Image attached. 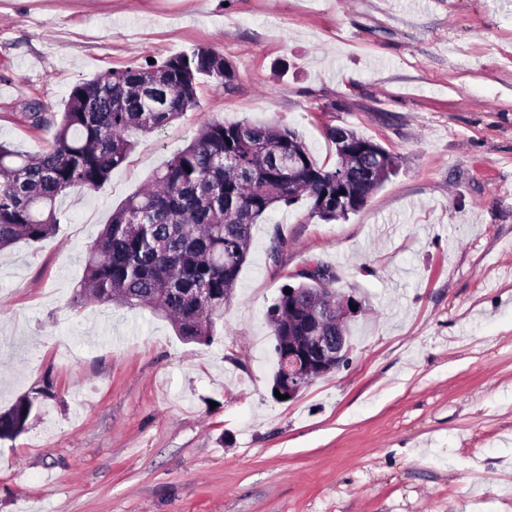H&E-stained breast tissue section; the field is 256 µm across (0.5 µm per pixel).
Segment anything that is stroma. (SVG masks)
Listing matches in <instances>:
<instances>
[{"label":"stroma","mask_w":512,"mask_h":512,"mask_svg":"<svg viewBox=\"0 0 512 512\" xmlns=\"http://www.w3.org/2000/svg\"><path fill=\"white\" fill-rule=\"evenodd\" d=\"M206 45L237 75L135 147L59 232L0 251V512H512V0H0V142L78 82ZM330 126L398 169L347 218L272 211L209 346L74 305L87 245L207 121ZM287 241L278 259L274 232ZM316 258L361 301L349 363L281 403L266 310ZM38 399L35 392L34 396L27 397L19 401L7 412L0 413V438L17 434L23 430L32 407Z\"/></svg>","instance_id":"obj_1"}]
</instances>
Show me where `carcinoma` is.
Segmentation results:
<instances>
[{
	"mask_svg": "<svg viewBox=\"0 0 512 512\" xmlns=\"http://www.w3.org/2000/svg\"><path fill=\"white\" fill-rule=\"evenodd\" d=\"M235 81L224 55L200 45L159 64L130 62L82 81L57 115L34 105L24 120L33 130L53 128L52 142L36 155L0 144V249L55 235L64 219L58 200L104 183L133 149L129 131L162 130L200 108L202 86L230 91ZM326 136L336 150L331 168L286 125L202 123L149 187L112 212L85 252L74 300L149 308L182 339L212 345L259 219L303 200L314 217L345 219L387 180L364 182L361 162L373 152L388 154L380 145L347 127L330 126ZM288 154L295 158L291 174L277 165ZM342 190L349 207L338 212ZM334 283L284 284L267 309L271 335L291 329L298 336L306 325L309 304L288 298L285 289L310 288L318 303L334 305ZM35 401L27 397L0 413V438L23 430Z\"/></svg>",
	"mask_w": 512,
	"mask_h": 512,
	"instance_id": "obj_1",
	"label": "carcinoma"
}]
</instances>
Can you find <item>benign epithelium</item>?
Listing matches in <instances>:
<instances>
[{"instance_id":"1","label":"benign epithelium","mask_w":512,"mask_h":512,"mask_svg":"<svg viewBox=\"0 0 512 512\" xmlns=\"http://www.w3.org/2000/svg\"><path fill=\"white\" fill-rule=\"evenodd\" d=\"M305 278L322 284L331 277V273L316 263H308L300 268ZM356 305L353 298H347L339 308H317L314 316L317 319L336 316V321L351 319L357 316L352 310ZM349 345L341 330L336 335L326 336L313 329L307 336L288 337V355L282 363V374L288 377V400L297 398L313 376H326L339 368L349 355Z\"/></svg>"}]
</instances>
